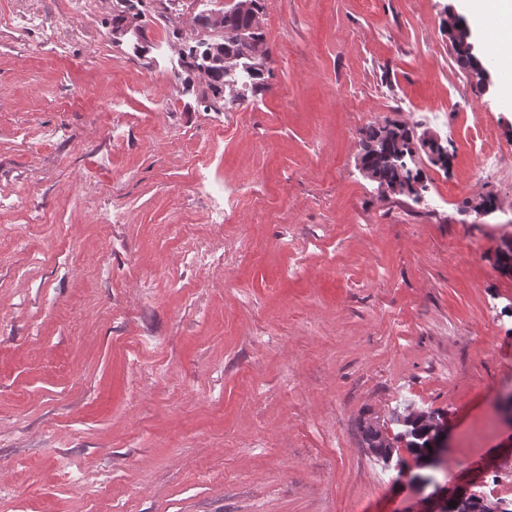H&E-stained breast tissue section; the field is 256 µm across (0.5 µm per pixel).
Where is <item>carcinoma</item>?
<instances>
[{"mask_svg": "<svg viewBox=\"0 0 512 512\" xmlns=\"http://www.w3.org/2000/svg\"><path fill=\"white\" fill-rule=\"evenodd\" d=\"M195 19L198 25L217 33V36L203 43L201 50L193 46L182 49L181 60L187 81L200 80L202 73H207L203 99L207 101L208 106L218 105L224 108L232 103V100L224 98V85L235 83V78L239 76V68L246 72V82L253 92L268 89L267 79L270 70L254 68L253 63L244 56L247 46L241 39V31L249 25V14L230 9L224 11V23L218 30L211 27L209 15L205 12L196 15ZM452 48L459 66L470 69L473 74L479 72L483 65L479 58L470 57L468 50L459 43L452 44ZM221 50L224 51V57L231 56L233 61L226 65L220 64L218 53ZM375 138L384 142V147L378 151L374 150L371 144V140ZM419 150L431 152L433 146L417 140L415 132L407 125L393 121L383 127H372L368 130L366 139L362 141L361 160L378 183H416L422 179V173L409 167L408 161L412 160ZM433 420V412L411 411L403 417L398 415L395 421L402 423L403 430L391 437L381 433L377 426L368 422L360 427L362 441L385 462L391 458L392 446L403 442L409 453L416 456L418 468L430 471L432 457L437 450L438 436L437 429L432 424Z\"/></svg>", "mask_w": 512, "mask_h": 512, "instance_id": "obj_1", "label": "carcinoma"}]
</instances>
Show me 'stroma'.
I'll return each instance as SVG.
<instances>
[{
	"label": "stroma",
	"mask_w": 512,
	"mask_h": 512,
	"mask_svg": "<svg viewBox=\"0 0 512 512\" xmlns=\"http://www.w3.org/2000/svg\"><path fill=\"white\" fill-rule=\"evenodd\" d=\"M25 6L0 0V512H426L360 435L407 407L447 417L453 485L512 500V470L487 477L512 457V183L475 171L512 104L497 70L448 109L471 89L441 26L462 0H271L270 88L219 112L166 85L156 9L120 38L117 0H39L59 55L14 27ZM389 121L448 141V169L414 158L420 198L359 165ZM218 124L203 171L240 200L214 269L178 227L220 204L187 138ZM486 191L498 210L466 223Z\"/></svg>",
	"instance_id": "stroma-1"
}]
</instances>
